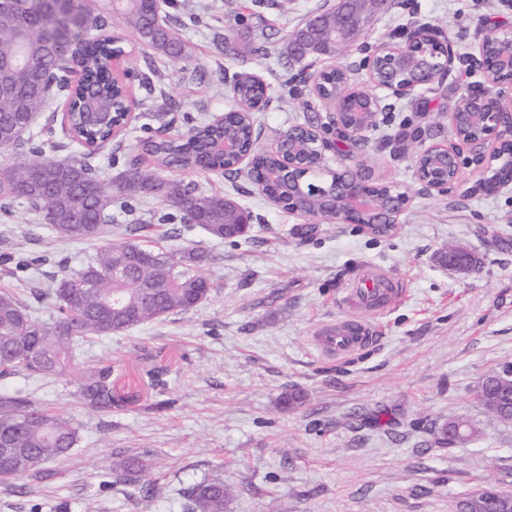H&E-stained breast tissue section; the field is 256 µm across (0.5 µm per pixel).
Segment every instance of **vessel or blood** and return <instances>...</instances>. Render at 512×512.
<instances>
[{
	"label": "vessel or blood",
	"instance_id": "1",
	"mask_svg": "<svg viewBox=\"0 0 512 512\" xmlns=\"http://www.w3.org/2000/svg\"><path fill=\"white\" fill-rule=\"evenodd\" d=\"M397 296L394 281L383 271L361 270L343 288L338 305L345 310L344 318L323 325L314 341L322 351L347 355L373 343L375 329L367 313L384 311Z\"/></svg>",
	"mask_w": 512,
	"mask_h": 512
}]
</instances>
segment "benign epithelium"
Listing matches in <instances>:
<instances>
[{"label": "benign epithelium", "mask_w": 512, "mask_h": 512, "mask_svg": "<svg viewBox=\"0 0 512 512\" xmlns=\"http://www.w3.org/2000/svg\"><path fill=\"white\" fill-rule=\"evenodd\" d=\"M389 0H337L331 15L310 16L305 28L325 30L336 34V52L349 48L361 32L367 14L383 10ZM294 52L318 55V45L311 44L302 35L290 36ZM483 68L493 85L501 84L500 77L512 75V32H502L496 26L485 30L475 44ZM457 59L451 42L424 23H417L405 31L400 40L379 45L365 62L367 88L361 89L345 82L336 97V109L327 112L325 126L342 136L362 137L378 120L385 106L383 98L398 100L410 98L429 89L448 77ZM476 126L481 136L466 140L458 134L462 122ZM452 141L446 145L426 147L416 160V180L430 191L444 193L455 185L463 186L462 195H496L512 190V153L505 147L512 145V103L504 105L499 94L490 87L471 90L462 95L448 113ZM316 144L317 161L314 168L325 172L326 153L334 150V142L326 139L312 125L305 126ZM280 164L273 172L250 173L256 190L274 204L282 205L281 195L288 192V210L304 216L321 218L339 224H372L376 227L396 224L411 202L409 193L397 185L381 184L361 168L329 173L330 180L306 188V174L297 165L293 131L282 138ZM509 164L500 165L504 156ZM474 167L480 177L471 185L461 181L462 169ZM315 201L314 209L308 202ZM502 492L493 487H479L459 500L458 512H472L474 505L494 506Z\"/></svg>", "instance_id": "obj_1"}]
</instances>
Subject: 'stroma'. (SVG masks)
Segmentation results:
<instances>
[{"instance_id": "stroma-1", "label": "stroma", "mask_w": 512, "mask_h": 512, "mask_svg": "<svg viewBox=\"0 0 512 512\" xmlns=\"http://www.w3.org/2000/svg\"><path fill=\"white\" fill-rule=\"evenodd\" d=\"M334 0H275V6L237 24L243 0H169L163 19L176 22L193 58L175 63L139 46L127 65L154 64L164 95L135 86L141 102L122 141L90 162L99 177H117L146 127L165 113L172 133L208 122L234 104L225 76H260L270 105L258 112V145L298 123L322 126L323 104L301 87L288 93L278 63L289 32ZM512 28V0H393L374 14L358 41L338 55L358 81L377 45L415 23L450 39L461 55L455 69L419 98L387 100L366 155L328 153L341 171L366 160L374 178L411 195L398 224L376 236L358 224L328 223L285 210L254 188L246 175L165 170L161 176L236 201L252 215L245 238L231 242L201 227L164 222L169 202L134 198L131 214L112 226L116 238L168 249L194 248L210 258L215 290L197 309L77 347L79 361H111L114 389L128 403L112 412L87 404L73 377L21 373L0 381V393L21 392L38 406L70 417L80 441L43 464L22 484L0 487V512H181L179 491L207 476L234 489L224 512H448L451 500L490 483L512 493V423L490 413L476 390L512 362V191L465 196L437 193L414 177L423 148L448 143V112L468 89L488 86L486 73L463 62L482 22ZM277 35L269 56L253 48L269 28ZM32 143L59 142L55 156L78 157L59 105L41 112L26 134ZM467 251L469 270H453L442 253ZM85 240H60L41 214L13 203L0 208V291L50 321L55 309L35 288L80 265ZM31 258L21 268L20 258ZM370 265L398 281L401 294L373 315L377 339L346 356L322 353L313 338L339 316L336 299L359 269ZM168 386L147 384L154 368ZM302 402L285 408L284 395ZM476 424L470 440L440 445L435 433L448 419ZM137 458L158 487L147 497L114 483L113 461Z\"/></svg>"}]
</instances>
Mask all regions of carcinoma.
<instances>
[{
	"label": "carcinoma",
	"instance_id": "obj_1",
	"mask_svg": "<svg viewBox=\"0 0 512 512\" xmlns=\"http://www.w3.org/2000/svg\"><path fill=\"white\" fill-rule=\"evenodd\" d=\"M165 0H110V13L88 10L82 0L70 7L71 20L52 16L50 5L31 0L22 14L11 5L0 7V54L13 51L7 37L24 33L21 41L26 61L9 73L12 93L0 96V145H22V133L32 113L43 111L52 94L68 91L70 101L68 132L84 155L90 146L111 131V126L86 127L83 112L89 97L107 102L112 119L128 108L127 90L120 77L112 75L114 61L125 53L123 41L134 40L173 62L188 61L191 52L177 30L157 24L154 15L162 12ZM78 55L83 77L71 80V61ZM339 76L323 77V103L336 107ZM237 108L224 120L196 125L185 136L142 140L141 152L153 163L149 168L140 159L128 164L118 180L100 179L85 161H58L40 156L42 150L15 154L8 166H0V200L25 201L41 213L54 234L63 239L95 243L92 254L79 268L65 270L54 280L50 295L57 315L50 322L32 317L27 307L13 295L0 293V378L20 372L38 375L76 374L80 396L93 407L110 411L125 400L114 393L112 362L100 360L78 369L73 364L74 343L129 331L171 314L188 312L206 301L214 291L204 268L208 258L193 248L166 250L133 240L103 235L112 223V209H131L130 200L142 193L157 194L180 214L183 224L200 225L219 239L243 237L248 227L236 233L225 227L239 221L240 209L224 205L220 193L198 191L157 175L159 169L192 170L204 163L213 170L231 175L238 170V156L215 150L226 139L241 148L249 146L254 125L251 101L254 85L237 83ZM279 165V156L270 151H254L253 169L269 171ZM500 380L486 378L478 391L482 405L498 412L500 419L512 415V405L499 397ZM11 434L19 471L0 477V485L40 471L48 459L59 458L75 447L78 431L73 421L35 405L16 393L0 396V432ZM115 481L137 486L146 495L155 485L145 483V467L137 459L112 462ZM230 489L219 476L205 477L184 488L182 512H224Z\"/></svg>",
	"mask_w": 512,
	"mask_h": 512
}]
</instances>
